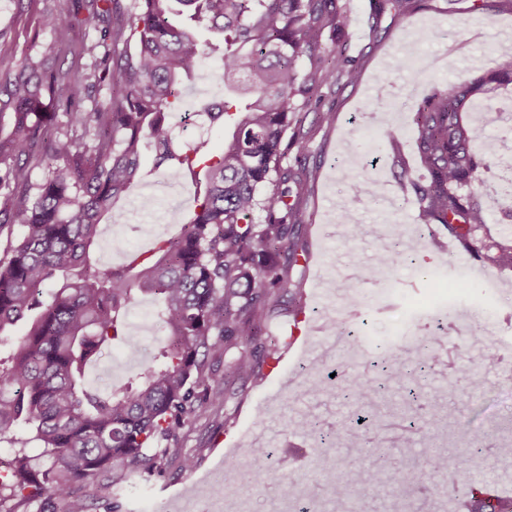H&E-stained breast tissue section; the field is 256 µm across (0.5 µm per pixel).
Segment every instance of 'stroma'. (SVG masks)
I'll return each mask as SVG.
<instances>
[{"mask_svg":"<svg viewBox=\"0 0 512 512\" xmlns=\"http://www.w3.org/2000/svg\"><path fill=\"white\" fill-rule=\"evenodd\" d=\"M341 2L349 21L343 29H326L322 46L343 50L355 61L361 79L322 90L317 112L334 113V124L315 125L316 112L307 113L309 134L291 150L316 169L304 203L310 224L304 244L312 260L293 272L303 295L302 313L293 323L276 317L267 333L279 337L291 329L295 337L282 346L277 366L264 376L223 381V407L207 410L181 431L179 446L195 456V467L171 470L155 484L129 490L120 499L121 512H290V503L281 498L284 482L297 486L318 512H356L355 503L331 500L311 476L324 461L332 467L350 463L362 471L375 462L395 463L399 456L387 430L391 424L409 427L417 462L424 448L440 449L452 462L468 450L482 449V457L462 472L461 486L482 476L512 473V406L502 400L505 388L512 386V262L485 263L447 226L426 227L412 180L399 175L407 167L413 179L426 177L412 125L416 101L435 87L467 80L511 59L512 12L501 9L499 0H416L405 13L386 10L375 31V0ZM66 4L35 0L23 13L17 0H0V37L9 44L0 53L1 73L27 57L57 68L56 33L42 26L40 16ZM164 175L161 169L149 171L112 208L126 252L136 251L143 227L175 233L191 208L181 202L171 220L165 217V203L142 209L140 195ZM362 177L381 181L385 199L355 195L354 183ZM484 180L488 222L478 235L512 246V214L503 204L504 193H512V176L493 171ZM395 241L402 254L392 272L380 278L368 275L374 258ZM354 267L360 275L346 298L340 288ZM462 308L471 312L470 321L458 319ZM354 310L359 313V346L369 362L348 361L342 348L335 358L319 360L322 346L337 339L326 327L328 318L342 320ZM439 324L447 328L456 366L448 369L430 359L419 402L406 404L397 385H389L372 406L379 426L327 450L320 448L318 435L295 428L299 416L308 414L318 416L323 431L335 432L354 405L331 373L353 370L383 383L374 360L402 348L410 363H417L418 339L431 336ZM311 373L325 381L316 398L302 394ZM228 414L234 417L229 426L224 423ZM260 443L275 451L276 479L252 484L242 472ZM207 474L218 482L230 480L234 495L205 503L192 498ZM362 499L372 504V512H450L442 485L430 494L369 485Z\"/></svg>","mask_w":512,"mask_h":512,"instance_id":"obj_1","label":"stroma"}]
</instances>
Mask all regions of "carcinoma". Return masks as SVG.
Listing matches in <instances>:
<instances>
[{"label":"carcinoma","mask_w":512,"mask_h":512,"mask_svg":"<svg viewBox=\"0 0 512 512\" xmlns=\"http://www.w3.org/2000/svg\"><path fill=\"white\" fill-rule=\"evenodd\" d=\"M348 16L339 0H71L42 16L68 35L60 52L90 55L109 45L92 76L105 99L78 108L85 76L47 72L28 59L0 73V229L23 234L0 258V441L18 443L24 428L40 451L14 449L0 471V512L51 501L54 512H88L93 496L119 512L122 493L195 458L177 448L178 430L223 403L215 363L226 356L232 378L259 375L278 346L264 337L268 321L294 292L292 271L306 259L302 204L311 192L303 156L288 164L287 134L305 138L313 98L359 69L321 46L327 28ZM89 26L100 41L69 37ZM206 28L214 40L195 38ZM224 65V100L206 105L224 123V150L208 142L183 146L168 120L202 56ZM512 85V60L462 83L435 90L417 105L416 148L428 172L414 183L428 224H445L474 256L496 263L495 245L476 236L488 221L481 174L493 153L473 149L482 132L474 101L494 103ZM92 133V145L83 142ZM196 185L193 210L176 237L161 236L121 269L95 261L99 225L112 203L143 177L141 154ZM45 176L30 184V171ZM382 184H355L359 196H380ZM151 298L165 335L150 363L106 391L86 385L105 348L125 339L130 305ZM25 322V333L12 329ZM420 369L398 357L393 380L413 381ZM360 400L378 387L346 377ZM247 477L268 478L263 448L252 452ZM447 460L429 448L423 465L403 466L392 484L430 492ZM367 477L349 466L326 474L342 500Z\"/></svg>","instance_id":"obj_1"}]
</instances>
